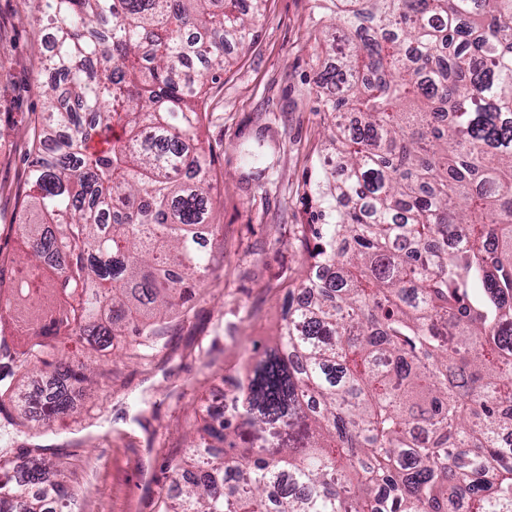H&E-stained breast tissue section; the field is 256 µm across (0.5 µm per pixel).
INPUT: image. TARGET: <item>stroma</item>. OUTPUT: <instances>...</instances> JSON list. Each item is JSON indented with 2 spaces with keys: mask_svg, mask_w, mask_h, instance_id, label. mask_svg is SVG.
<instances>
[{
  "mask_svg": "<svg viewBox=\"0 0 512 512\" xmlns=\"http://www.w3.org/2000/svg\"><path fill=\"white\" fill-rule=\"evenodd\" d=\"M318 0H267L252 37L210 84L201 137L218 199L207 238L209 275L141 356L105 357L50 430L30 423L19 445H41L74 512H164L173 464L204 425L202 401L239 381L254 344L270 343L288 292L306 271L309 181L326 156L317 46ZM44 51L31 11L0 0V267L24 245L27 130L41 112Z\"/></svg>",
  "mask_w": 512,
  "mask_h": 512,
  "instance_id": "stroma-1",
  "label": "stroma"
}]
</instances>
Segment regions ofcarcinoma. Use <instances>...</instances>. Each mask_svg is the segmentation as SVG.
I'll list each match as a JSON object with an SVG mask.
<instances>
[{
    "label": "carcinoma",
    "instance_id": "1",
    "mask_svg": "<svg viewBox=\"0 0 512 512\" xmlns=\"http://www.w3.org/2000/svg\"><path fill=\"white\" fill-rule=\"evenodd\" d=\"M20 2L53 76L18 232L50 283L12 281L0 315L21 340L0 361L31 371L0 372V512H63L61 477L13 443L70 410L87 366L43 355L141 345L203 285L199 100L266 0ZM322 2L339 174L313 180L309 301L246 360L233 410L203 407L207 439L174 465L197 478L165 512H512V0Z\"/></svg>",
    "mask_w": 512,
    "mask_h": 512
}]
</instances>
